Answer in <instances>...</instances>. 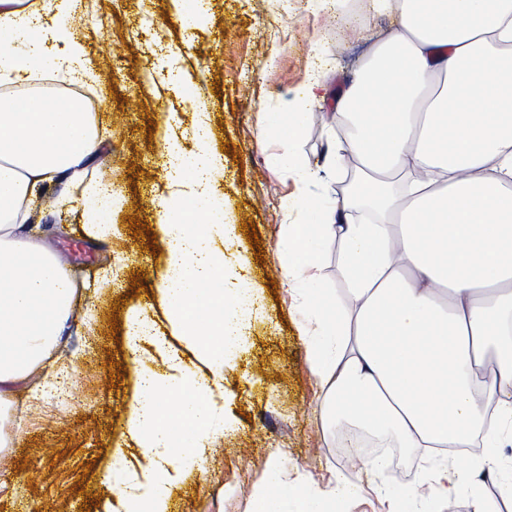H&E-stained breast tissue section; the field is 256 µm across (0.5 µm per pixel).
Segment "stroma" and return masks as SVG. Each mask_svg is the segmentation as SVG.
<instances>
[{
    "instance_id": "1",
    "label": "stroma",
    "mask_w": 512,
    "mask_h": 512,
    "mask_svg": "<svg viewBox=\"0 0 512 512\" xmlns=\"http://www.w3.org/2000/svg\"><path fill=\"white\" fill-rule=\"evenodd\" d=\"M393 15L374 0H209L192 23L169 13V0H82L71 25L94 76L83 91L107 140L86 174L111 184L124 198L108 239L91 237L79 191L62 202L51 187L34 204L36 223L80 293L70 334L44 369L48 386L31 396L18 386L23 414L10 448L0 453V512H95L103 498L118 499L111 461L137 465L134 440H121L133 371L125 342V313L144 304L158 335H170L164 312L151 303L154 247L152 199L162 183V158L152 122L175 113L188 128L206 110L211 151L224 177L211 198L234 226L231 243L217 250L240 256L260 307L249 334L225 371L226 426L217 432L203 469L171 490L170 512H253L270 454L281 460L284 485L316 495L345 482L346 512H388L392 488H410L413 512H471L474 495L500 500L489 479L461 485L449 497L432 496L424 480L430 461L412 448L377 471L344 449L322 413L321 388L301 336L305 319L282 277L279 245L287 222L283 200L295 184L272 165L280 142L265 115L281 111L315 71L326 73L330 95L314 108L299 135L302 160L321 169L331 135L323 122L370 39L389 29ZM255 238H248V230ZM126 267L115 281L103 270L116 259Z\"/></svg>"
}]
</instances>
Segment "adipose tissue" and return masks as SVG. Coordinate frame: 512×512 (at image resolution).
<instances>
[{
  "mask_svg": "<svg viewBox=\"0 0 512 512\" xmlns=\"http://www.w3.org/2000/svg\"><path fill=\"white\" fill-rule=\"evenodd\" d=\"M394 22L372 43L324 123L357 134L337 139L325 170L338 176L345 155L358 162L361 185L332 200L307 193L313 178L296 148L311 110L329 94L313 76L282 111L266 115L283 151L277 172L298 181L283 202L290 224L281 240L283 275L304 312L309 362L327 414L352 420L405 448H470L481 456L449 460L435 471L444 494L477 471L512 473V0H388ZM54 15L63 48L57 70L67 81L86 73L70 43L69 0H0V84L41 70L48 53L38 20ZM169 195L156 202V238L165 260L155 299L197 366L153 339L167 370L140 369L150 329L140 307L128 312L136 387L126 430L142 450L138 469L112 466L118 501L99 512H169L170 489L185 463H200L224 425V368L245 336L252 310L244 276L228 280L214 237L231 230L223 212L187 223L214 193L219 161L187 166L168 121L157 134ZM105 135L75 98L38 95L30 103L0 96V452L21 417L13 393L67 336L76 286L28 229L41 187L79 188L94 238L110 237L119 198L86 179ZM335 248L347 285L344 300L326 288L322 259ZM277 456L255 497L257 512H344L346 495L282 489Z\"/></svg>",
  "mask_w": 512,
  "mask_h": 512,
  "instance_id": "1",
  "label": "adipose tissue"
}]
</instances>
